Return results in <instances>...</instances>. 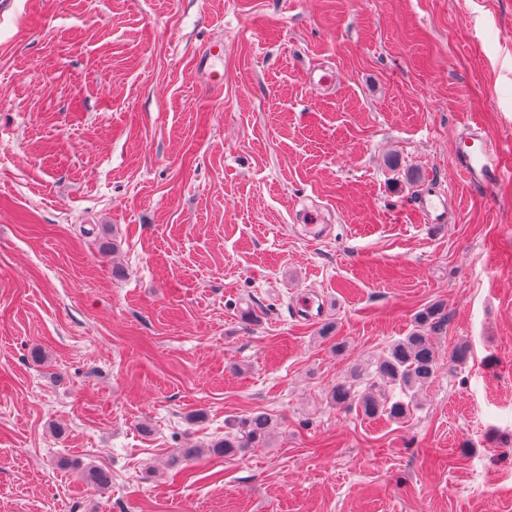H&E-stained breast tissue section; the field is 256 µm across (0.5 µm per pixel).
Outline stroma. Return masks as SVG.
<instances>
[{
    "label": "stroma",
    "instance_id": "1",
    "mask_svg": "<svg viewBox=\"0 0 512 512\" xmlns=\"http://www.w3.org/2000/svg\"><path fill=\"white\" fill-rule=\"evenodd\" d=\"M468 122L512 168V0H13L0 512H512V180L464 182ZM436 302L410 415L336 408ZM452 206L451 195L446 196H425L418 202V208L431 217L435 224H446L448 222V209ZM266 414L253 413L235 425L234 432L224 434V438L213 441L207 452L212 455L232 457L249 448H257L266 441L270 431Z\"/></svg>",
    "mask_w": 512,
    "mask_h": 512
}]
</instances>
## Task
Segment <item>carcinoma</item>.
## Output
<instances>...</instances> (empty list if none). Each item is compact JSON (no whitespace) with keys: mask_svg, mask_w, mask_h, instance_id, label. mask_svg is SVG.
I'll return each mask as SVG.
<instances>
[{"mask_svg":"<svg viewBox=\"0 0 512 512\" xmlns=\"http://www.w3.org/2000/svg\"><path fill=\"white\" fill-rule=\"evenodd\" d=\"M447 313L441 304L431 305L416 318L417 328L408 336L393 343L388 354L374 362V370H360L332 389V400L338 406L357 404L362 413L374 417L385 413L398 420L410 412L411 402L402 399L387 401L375 390L382 385L397 389L404 396L428 384L437 369L438 360L427 336V328L437 327L446 321ZM365 384L364 390L358 385ZM270 422L266 414L253 413L235 425V431L212 442L208 453L232 457L256 448L266 441Z\"/></svg>","mask_w":512,"mask_h":512,"instance_id":"obj_1","label":"carcinoma"}]
</instances>
